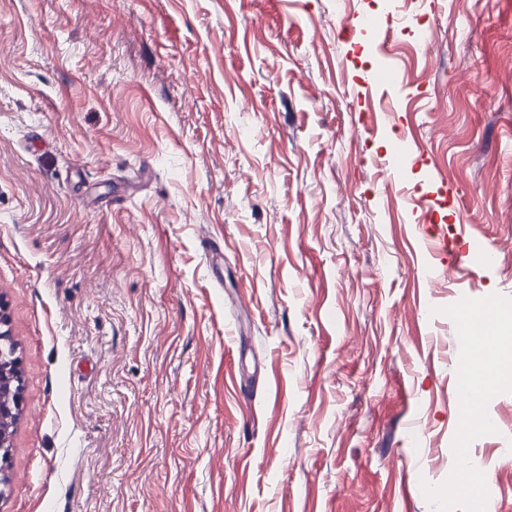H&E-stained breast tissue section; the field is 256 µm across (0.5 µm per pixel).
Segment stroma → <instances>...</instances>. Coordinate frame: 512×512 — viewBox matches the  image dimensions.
I'll use <instances>...</instances> for the list:
<instances>
[{
    "mask_svg": "<svg viewBox=\"0 0 512 512\" xmlns=\"http://www.w3.org/2000/svg\"><path fill=\"white\" fill-rule=\"evenodd\" d=\"M493 293L512 0H0V512H432L441 309ZM488 415L512 512V393ZM6 320L1 315V306H0V375H8L9 369L14 366V379L13 381L18 382L19 378V366L18 359L15 356V351H10L9 349V339L7 330L2 331V325H5Z\"/></svg>",
    "mask_w": 512,
    "mask_h": 512,
    "instance_id": "stroma-1",
    "label": "stroma"
}]
</instances>
